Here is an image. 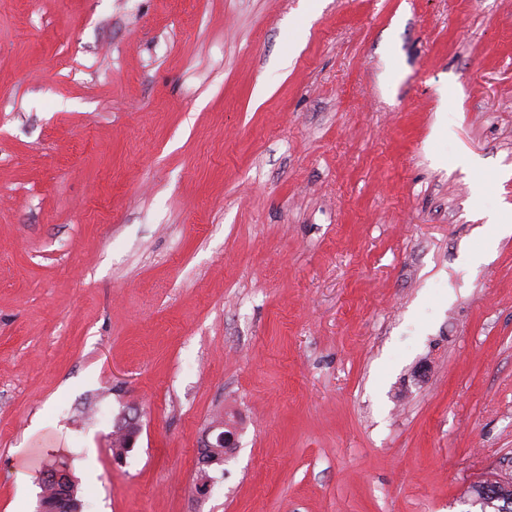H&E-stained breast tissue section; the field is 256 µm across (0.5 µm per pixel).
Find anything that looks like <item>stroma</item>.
I'll return each mask as SVG.
<instances>
[{"mask_svg": "<svg viewBox=\"0 0 512 512\" xmlns=\"http://www.w3.org/2000/svg\"><path fill=\"white\" fill-rule=\"evenodd\" d=\"M504 208L512 0H0V512H469ZM220 430L219 432H216L213 440L209 441L208 438L205 441L204 448L212 449V448H224V457H222L221 451H216L209 457V464L202 465L201 467V460L199 461V476L201 477V480H203V486L206 485V478H208V473L206 469H204L203 466H211L213 464L220 463L221 461H226L230 458V455L228 454L230 451H227L228 448H236L237 445V432L233 427L228 426L227 424H220L217 426H213L210 428L207 435L215 432L216 430ZM221 462V463H222ZM51 466L55 467L57 471L61 473L64 485L72 489L74 496L69 500V503H64L61 498V492L54 486H41L40 493L42 496H39L37 507L40 510L37 509V512H69L64 510V508L67 507L70 509V512H82V503L77 498L78 482L74 479L68 462L60 459L59 461H55Z\"/></svg>", "mask_w": 512, "mask_h": 512, "instance_id": "stroma-1", "label": "stroma"}]
</instances>
